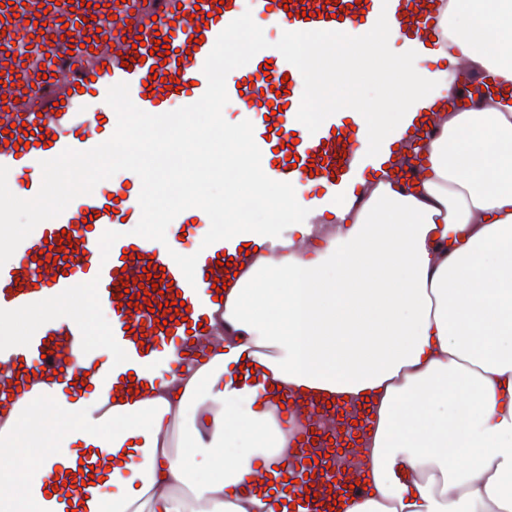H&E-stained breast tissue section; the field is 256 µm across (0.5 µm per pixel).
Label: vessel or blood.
I'll return each mask as SVG.
<instances>
[{"label": "vessel or blood", "mask_w": 512, "mask_h": 512, "mask_svg": "<svg viewBox=\"0 0 512 512\" xmlns=\"http://www.w3.org/2000/svg\"><path fill=\"white\" fill-rule=\"evenodd\" d=\"M432 2L290 0L284 7L280 0H251V7L282 33L318 38L370 31L391 16L404 39L423 45L430 40ZM241 16V0H90L76 8L70 0H11L0 6V172L18 175L21 196L48 199L51 187L64 181L57 173L61 163L99 156L111 141L121 123L111 104L123 102L160 116L175 101L192 112L219 88L238 101L268 178L308 186L316 203L357 193L361 178L388 165L391 156L362 150L364 113L328 108L310 117L295 95L309 80L298 51L264 43L246 55L241 69L216 79V60L239 30ZM65 29L70 38H60ZM160 35L168 38V47H156ZM186 50L190 58L180 59ZM170 76L179 78V90L166 89ZM25 137L31 140L26 148L19 144ZM123 169V179L111 188L85 182L65 205L31 220L14 259L0 263V311L34 306L48 295L64 299L91 290L95 301L112 306L109 348L121 353L133 389L146 399L148 375L156 365L173 356H196L205 343V326L224 309L214 282L225 278L234 243L201 235L210 210L189 216L172 201L156 214L168 227L166 243L130 237L128 225L142 223L149 207L140 188L153 175L133 160L124 161ZM63 233L70 246H62ZM188 240L197 245L190 272L175 254ZM50 247L62 249V258L50 267L39 264V253ZM154 274L160 278L156 286L150 281ZM126 292L133 305H121L119 296ZM180 301L187 315L176 314ZM91 334L85 323L57 312L23 345L0 347V404L27 392L32 375L55 379L77 398L109 389L112 363ZM280 402L287 416L302 404L340 417L336 429L307 428L293 442L288 477L295 512H330V505L367 495L368 486L340 464L359 445L364 415L348 420L337 400L302 401L284 394ZM111 455L108 448L83 449L78 458L84 468L65 474L59 497L92 499L98 480L111 472ZM89 466L96 475L92 481L85 472Z\"/></svg>", "instance_id": "obj_1"}]
</instances>
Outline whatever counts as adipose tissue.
<instances>
[{
  "instance_id": "1",
  "label": "adipose tissue",
  "mask_w": 512,
  "mask_h": 512,
  "mask_svg": "<svg viewBox=\"0 0 512 512\" xmlns=\"http://www.w3.org/2000/svg\"><path fill=\"white\" fill-rule=\"evenodd\" d=\"M434 28L433 54L450 62L435 70L401 46L393 19L359 40L289 36L322 109L340 88L363 96L356 75L372 62L392 114L368 113L366 151L439 108L416 183L381 168L358 196L317 205L305 186L267 181L244 139L225 137L213 168L187 162L192 183L223 175L232 202L206 235L270 249L249 253L223 322L150 399L93 391L73 402L46 381L39 410L58 431L29 425L27 401L6 413L0 483L13 492L0 512H279L284 486L247 484L287 462L301 428L283 422L280 389L369 400L361 473L372 493L345 512H512V0H441ZM476 78L488 94L449 107ZM246 194L265 200L260 218L239 216ZM60 308L88 319L78 298L45 299L0 317V346ZM78 443L115 454L89 503L58 499L46 482L72 467Z\"/></svg>"
}]
</instances>
